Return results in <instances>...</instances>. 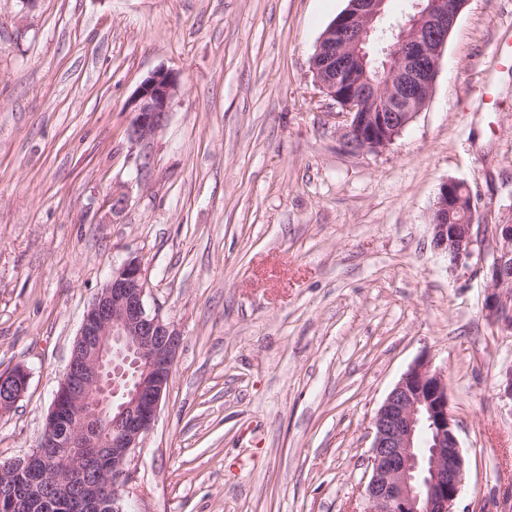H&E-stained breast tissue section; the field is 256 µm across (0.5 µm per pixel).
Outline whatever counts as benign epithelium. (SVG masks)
I'll return each instance as SVG.
<instances>
[{
	"label": "benign epithelium",
	"instance_id": "obj_1",
	"mask_svg": "<svg viewBox=\"0 0 512 512\" xmlns=\"http://www.w3.org/2000/svg\"><path fill=\"white\" fill-rule=\"evenodd\" d=\"M387 0H350L321 37L310 71L322 94L337 105L343 142L359 151H381L400 136L427 104L448 35L467 0H413V13L391 27L382 67L371 75L368 45L379 31ZM181 90L174 72L146 76L128 101L134 118L129 139L149 143ZM453 182L439 187L430 229L439 252L453 245V267L476 259L478 243H494L486 267L483 310L487 320L512 330V223L446 224L464 203ZM148 282L140 259L112 267V275L83 316L73 354L34 448L0 467V491L12 494L15 512H50L58 496L78 501L84 512H123L129 465L151 430L166 396L181 336L159 310L146 304ZM19 365L0 374V413L27 389ZM117 464L112 481L76 480L72 467L88 449ZM38 476L39 497L9 484L15 468ZM361 485L363 510L352 512H455L465 458L450 409L448 383L429 361H416L388 394L373 419V442Z\"/></svg>",
	"mask_w": 512,
	"mask_h": 512
}]
</instances>
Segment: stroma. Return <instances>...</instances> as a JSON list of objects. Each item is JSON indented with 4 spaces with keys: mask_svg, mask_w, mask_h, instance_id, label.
Segmentation results:
<instances>
[{
    "mask_svg": "<svg viewBox=\"0 0 512 512\" xmlns=\"http://www.w3.org/2000/svg\"><path fill=\"white\" fill-rule=\"evenodd\" d=\"M347 0H0V460L34 446L83 315L136 257L181 333L124 512H351L372 420L420 357L448 382L457 512H512V332L433 248L465 183L512 222V0H468L428 105L354 152L309 60ZM183 89L150 145L128 100ZM126 202L112 208V192ZM29 372L22 366H16L7 373L0 374V413L12 409L27 389Z\"/></svg>",
    "mask_w": 512,
    "mask_h": 512,
    "instance_id": "obj_1",
    "label": "stroma"
}]
</instances>
